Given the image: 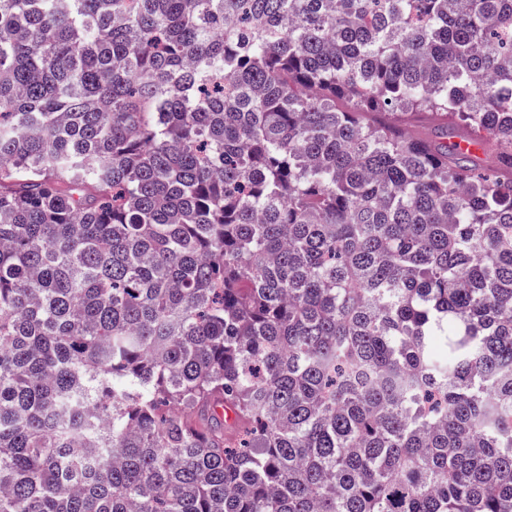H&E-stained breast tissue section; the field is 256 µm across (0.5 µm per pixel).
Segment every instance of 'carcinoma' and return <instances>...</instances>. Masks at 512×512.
Masks as SVG:
<instances>
[{"label": "carcinoma", "instance_id": "cac0c4a2", "mask_svg": "<svg viewBox=\"0 0 512 512\" xmlns=\"http://www.w3.org/2000/svg\"><path fill=\"white\" fill-rule=\"evenodd\" d=\"M0 512H512V0H0Z\"/></svg>", "mask_w": 512, "mask_h": 512}]
</instances>
